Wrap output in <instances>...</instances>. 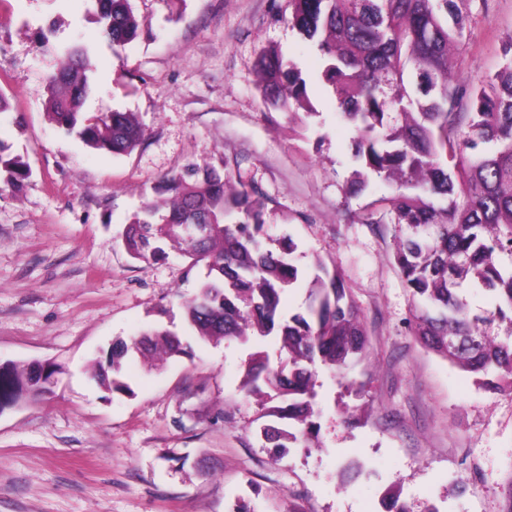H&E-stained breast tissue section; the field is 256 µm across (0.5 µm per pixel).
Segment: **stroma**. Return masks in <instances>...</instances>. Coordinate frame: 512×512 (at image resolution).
<instances>
[{
  "label": "stroma",
  "instance_id": "stroma-1",
  "mask_svg": "<svg viewBox=\"0 0 512 512\" xmlns=\"http://www.w3.org/2000/svg\"><path fill=\"white\" fill-rule=\"evenodd\" d=\"M138 38L113 51L90 0H0V140L32 171L0 190V362L49 361L56 383L0 412V512H505L512 503V393L470 375L414 337L393 263L397 227L366 223L379 180L356 197L353 129L321 79L322 60L288 21V0H131ZM512 0H473L453 57L475 85L504 63ZM87 46L95 67L82 110L136 113L147 139L127 155L88 150L45 108L56 47ZM278 49L307 81L312 117L268 111L255 60ZM228 167L273 199L274 234L300 267L335 266L370 345L355 373L366 411L337 378L316 387L317 438L274 457L263 407L240 381L254 345L192 342L191 353L128 364L126 396L91 376L114 340L156 324L188 335L183 301L206 276L170 254L131 260L120 234L158 179L187 163Z\"/></svg>",
  "mask_w": 512,
  "mask_h": 512
}]
</instances>
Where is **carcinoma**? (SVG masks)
Returning a JSON list of instances; mask_svg holds the SVG:
<instances>
[{
    "instance_id": "cac0c4a2",
    "label": "carcinoma",
    "mask_w": 512,
    "mask_h": 512,
    "mask_svg": "<svg viewBox=\"0 0 512 512\" xmlns=\"http://www.w3.org/2000/svg\"><path fill=\"white\" fill-rule=\"evenodd\" d=\"M96 22L115 50L136 40L140 22L130 0H92ZM472 0H289L290 23L314 41L323 56L321 74L332 87L343 118L357 132L356 168L347 193L358 196L374 178L396 186L376 200L383 218L407 234L396 236L394 264L416 301L414 334L428 350L475 376L486 391L512 393V58L486 83L465 86L452 76L451 50L463 38L459 5ZM58 69L48 77L50 121L100 153H131L148 136L132 112L87 116L81 112L92 88L88 50L56 49ZM259 91L268 109L313 114L307 81L275 49L257 58ZM0 178L15 192L31 175L16 156L4 158ZM445 201L442 207L434 200ZM272 200L257 183L213 166L189 164L166 174L155 197L126 224L121 235L135 261H164L178 249L190 267L207 269L193 298L183 304L185 322L201 342L219 344L251 337H281L279 359L250 354L240 384L246 399H286L267 415L294 422L291 428L262 427L278 453L295 447L317 428L316 370L337 375L358 399L368 383L350 377L369 339L361 315L347 298L336 272L316 260L307 273L294 263L291 236L266 244ZM206 225L201 241L184 231ZM482 288L488 310L474 312L463 283ZM307 293L305 311L289 316L281 297L289 289ZM163 353H188L181 337L150 327L127 342L117 339L93 378L107 391L132 393L122 380L123 360ZM56 373L52 365L14 363L0 368V411L31 395L33 379Z\"/></svg>"
}]
</instances>
